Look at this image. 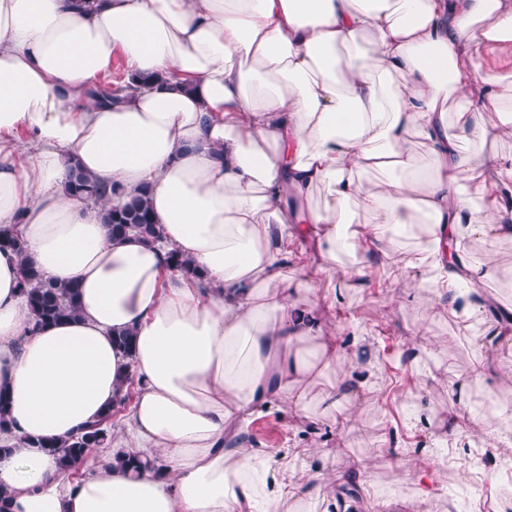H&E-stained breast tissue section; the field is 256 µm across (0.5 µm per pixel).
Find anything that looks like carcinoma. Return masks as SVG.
<instances>
[{"label":"carcinoma","instance_id":"obj_1","mask_svg":"<svg viewBox=\"0 0 512 512\" xmlns=\"http://www.w3.org/2000/svg\"><path fill=\"white\" fill-rule=\"evenodd\" d=\"M120 84H107L99 89L105 95H118L133 89L137 78L118 73ZM66 188L72 196L88 203L98 204L104 199L115 197L120 203L107 210L104 223L111 229L112 237L137 236L148 242H155L160 237V228L152 222L148 205L150 188L144 186L134 194H127L116 185L102 184L93 177L72 168L68 174ZM22 293L30 315L36 325L54 323L64 319H72L78 315V289L73 285H60L44 276L38 269L22 265ZM112 421V411L89 425L83 432L69 440L59 443L39 439H27L23 445L28 448H47L56 453L67 468L78 456L92 448H102L107 441V426Z\"/></svg>","mask_w":512,"mask_h":512}]
</instances>
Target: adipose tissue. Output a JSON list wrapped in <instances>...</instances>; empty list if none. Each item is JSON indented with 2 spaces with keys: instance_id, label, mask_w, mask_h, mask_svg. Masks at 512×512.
<instances>
[{
  "instance_id": "adipose-tissue-1",
  "label": "adipose tissue",
  "mask_w": 512,
  "mask_h": 512,
  "mask_svg": "<svg viewBox=\"0 0 512 512\" xmlns=\"http://www.w3.org/2000/svg\"><path fill=\"white\" fill-rule=\"evenodd\" d=\"M511 45L512 0H0V230L23 245L0 250L7 512H259L260 492L319 494L321 470L231 443L257 407L299 403L289 356L327 333L298 305L311 286L289 276L291 246L313 238L333 305L408 239L412 275L392 282L478 317L492 259L466 244L512 240V154L483 152L512 138V76L483 53ZM119 55L140 83L115 102L96 91ZM72 164L150 186L161 241L113 239L103 207L66 192ZM173 252L197 278L171 273ZM25 263L78 286L77 319L32 325ZM127 376L117 445L153 468L105 453L66 470L19 446L77 435Z\"/></svg>"
}]
</instances>
